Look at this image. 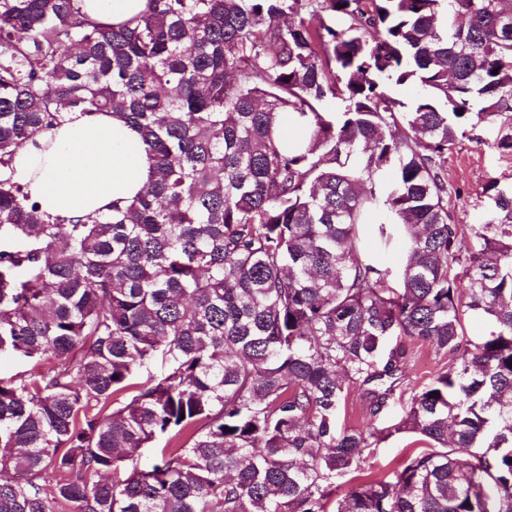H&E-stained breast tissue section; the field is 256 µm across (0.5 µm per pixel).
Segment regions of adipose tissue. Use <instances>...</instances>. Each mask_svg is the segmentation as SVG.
<instances>
[{
	"label": "adipose tissue",
	"mask_w": 512,
	"mask_h": 512,
	"mask_svg": "<svg viewBox=\"0 0 512 512\" xmlns=\"http://www.w3.org/2000/svg\"><path fill=\"white\" fill-rule=\"evenodd\" d=\"M148 0H83L100 22L123 25L146 10ZM14 179L42 210L71 219L126 205L151 179L140 133L111 112H72L36 144L19 149Z\"/></svg>",
	"instance_id": "adipose-tissue-1"
}]
</instances>
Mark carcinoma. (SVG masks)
I'll return each mask as SVG.
<instances>
[{"mask_svg":"<svg viewBox=\"0 0 512 512\" xmlns=\"http://www.w3.org/2000/svg\"><path fill=\"white\" fill-rule=\"evenodd\" d=\"M74 110L119 113L153 170L76 222L8 174ZM508 112L512 0H149L121 26L0 0V355L38 367L0 377V512H512V191L485 188L473 249L446 178L480 124L512 150ZM406 339L448 364L386 480L384 431L339 417L353 386L384 409Z\"/></svg>","mask_w":512,"mask_h":512,"instance_id":"carcinoma-1","label":"carcinoma"}]
</instances>
